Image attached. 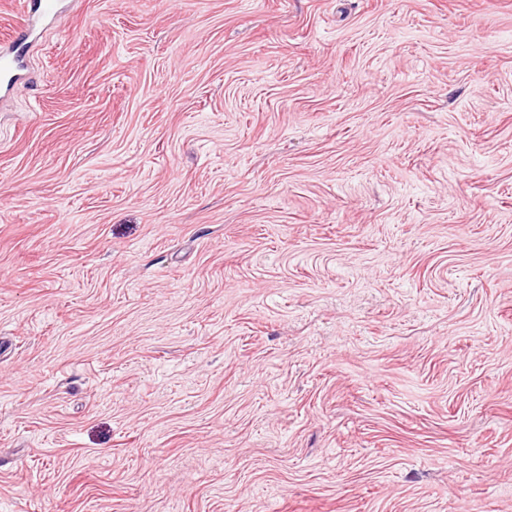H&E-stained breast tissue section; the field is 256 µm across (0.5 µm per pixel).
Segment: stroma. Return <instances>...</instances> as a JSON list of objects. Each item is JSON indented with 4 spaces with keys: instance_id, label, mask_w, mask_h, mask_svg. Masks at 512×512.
I'll use <instances>...</instances> for the list:
<instances>
[{
    "instance_id": "35a3bbf8",
    "label": "stroma",
    "mask_w": 512,
    "mask_h": 512,
    "mask_svg": "<svg viewBox=\"0 0 512 512\" xmlns=\"http://www.w3.org/2000/svg\"><path fill=\"white\" fill-rule=\"evenodd\" d=\"M0 94V512H512V0H58Z\"/></svg>"
}]
</instances>
